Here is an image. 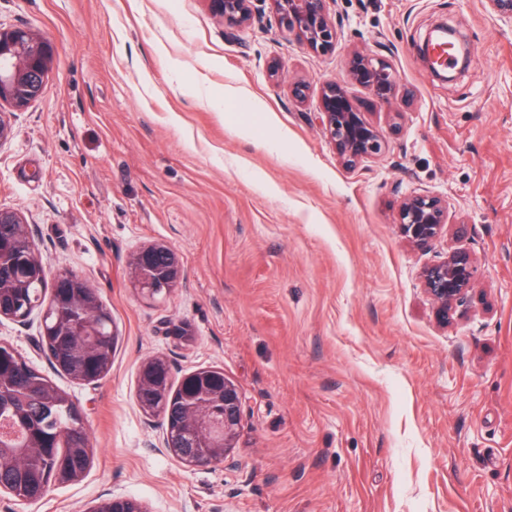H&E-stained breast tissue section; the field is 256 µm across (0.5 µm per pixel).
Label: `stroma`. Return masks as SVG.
Returning a JSON list of instances; mask_svg holds the SVG:
<instances>
[{
  "label": "stroma",
  "instance_id": "stroma-1",
  "mask_svg": "<svg viewBox=\"0 0 512 512\" xmlns=\"http://www.w3.org/2000/svg\"><path fill=\"white\" fill-rule=\"evenodd\" d=\"M252 7L232 32L208 0H0V26L55 50L0 144V206L35 226L47 278L83 277L118 333L107 377L83 385L52 367L38 321L0 319V342L78 404L92 453L80 481L33 504L0 494V512L111 496L150 512H512V22L484 0H331L338 45L317 55L268 0ZM439 22L472 50L449 84L416 52ZM356 49L386 50L414 98L386 151L349 170L315 114ZM417 193L451 219L423 248L397 224ZM152 242L184 276L147 299L126 263ZM456 249L477 271L443 327L421 275ZM153 356L173 382L210 368L238 385L224 463L159 450L136 397Z\"/></svg>",
  "mask_w": 512,
  "mask_h": 512
}]
</instances>
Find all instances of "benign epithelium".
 <instances>
[{"label": "benign epithelium", "mask_w": 512, "mask_h": 512, "mask_svg": "<svg viewBox=\"0 0 512 512\" xmlns=\"http://www.w3.org/2000/svg\"><path fill=\"white\" fill-rule=\"evenodd\" d=\"M213 10L230 28L247 26L253 19L252 0H209ZM279 23L288 33L297 37L316 54L336 50L339 22L329 16V0H269ZM447 36L453 43L452 53L457 73L467 69L471 51L460 40L457 32L447 24L432 27L419 47V53L432 77L452 82L456 73H443L434 62L433 40ZM54 48L50 40L28 29L0 28V145L12 132V111L22 110L38 99L44 88L45 78L51 68ZM347 71L352 83L368 89L372 98L360 100L352 97L346 87L331 81L320 92L318 118L323 132L332 144L338 160L348 168L381 156L387 147L385 132L401 131L404 108L413 100L411 89L400 85L389 61L378 53L353 51L347 58ZM378 101H396L402 109L387 113L388 130L368 119ZM448 200L441 197L415 194L406 197L399 208L397 224L402 234L415 246L429 245L449 223ZM0 224L16 227L14 246L21 249L28 262L25 272L9 268L7 254L11 246L0 242V293L6 288H24L43 277L38 237L16 210L0 207ZM128 277L142 294L154 298L169 292L183 278V265L178 255L164 243L147 244L133 252L127 262ZM476 272L475 260L465 250H455L445 261L426 268L422 274L425 290L435 303L439 323L448 324L454 318L456 307L472 288ZM56 292L55 304L63 303L69 289H81L71 299L73 314L69 318H53L55 308L39 307L37 301L22 298L14 309L6 312L0 307V317L23 325L33 313L40 318V335L45 346H50L53 329L61 328L75 337L69 360L77 362L86 356L97 357L91 368L79 366L73 372L78 383L95 384L110 371V361L101 344L115 342L117 333L112 317L98 295H88L89 285L80 276L64 273L51 282ZM24 366L20 353L8 344L0 346V386L9 378L12 369ZM138 387L157 392L166 397L171 388L170 365L160 356L141 363ZM183 404L177 423L163 418V412L142 403L141 410L149 416L162 417L163 438L161 447L172 457L192 467L222 464L240 433L242 396L238 386L224 373L214 369H199L183 378L175 389ZM177 426L190 437L188 454L172 445L169 432ZM85 466H56L49 483L42 485L39 495L47 493L51 485L80 480L86 473ZM83 512H147L137 500L111 497L90 503Z\"/></svg>", "instance_id": "benign-epithelium-1"}]
</instances>
